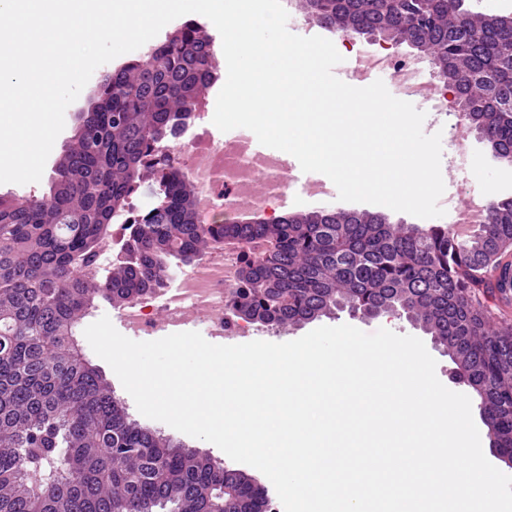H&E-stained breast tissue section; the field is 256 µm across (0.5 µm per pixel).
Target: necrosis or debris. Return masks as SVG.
Returning <instances> with one entry per match:
<instances>
[{"mask_svg":"<svg viewBox=\"0 0 512 512\" xmlns=\"http://www.w3.org/2000/svg\"><path fill=\"white\" fill-rule=\"evenodd\" d=\"M170 158H187L186 176L195 189L198 217L201 223H213L225 210L249 207L272 214L277 201L287 193L289 185L278 176V159L266 157L252 160L226 151L223 143L201 133L178 144ZM222 261L204 258L197 269L182 280L187 302L169 304L156 311L155 295L141 296L123 305L121 318L127 329L136 333L153 332L158 323L178 328L203 322L210 336L248 334L249 326L224 318V303L230 287L237 281L244 251L236 245L222 247Z\"/></svg>","mask_w":512,"mask_h":512,"instance_id":"4bbe7bcc","label":"necrosis or debris"}]
</instances>
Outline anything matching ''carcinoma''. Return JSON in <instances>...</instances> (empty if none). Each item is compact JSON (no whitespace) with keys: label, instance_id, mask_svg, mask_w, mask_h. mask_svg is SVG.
Returning <instances> with one entry per match:
<instances>
[{"label":"carcinoma","instance_id":"1","mask_svg":"<svg viewBox=\"0 0 512 512\" xmlns=\"http://www.w3.org/2000/svg\"><path fill=\"white\" fill-rule=\"evenodd\" d=\"M463 2L310 0V9L340 29L390 28L436 57L487 141L512 159V23H487ZM213 59L198 27H176L147 58L102 76L49 194H0V512H211L224 483L240 480L130 418L75 337L98 300L151 294L171 261L190 263L224 240L266 246L242 267L227 315L280 328L338 303L396 308L451 342L456 379L495 422L497 447L512 448V326H491L485 304L512 292V198L490 203L468 241L441 224L346 210L203 227L192 183L165 164L152 173L157 204L138 215L124 254L97 264L144 159L157 155L154 134L186 123Z\"/></svg>","mask_w":512,"mask_h":512}]
</instances>
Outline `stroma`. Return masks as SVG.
<instances>
[{
    "mask_svg": "<svg viewBox=\"0 0 512 512\" xmlns=\"http://www.w3.org/2000/svg\"><path fill=\"white\" fill-rule=\"evenodd\" d=\"M331 39L337 40L345 51L344 60L335 69V75L341 80H349L350 71L363 53L371 52L380 47L393 48L394 52L404 57H411L421 62L422 83L426 88L425 94H405L399 83L390 71L371 72L370 80H382L389 92L397 97L407 99L418 110L424 111L426 119L423 124L425 133H441L442 139V177L445 183V191L439 200V204L445 209L443 223H450L460 208L467 206L469 202L478 197L482 187H489L490 200L499 201L512 198V164L497 160L493 157L489 146L480 138L479 134H470L466 152H459L454 140V123L444 113L435 110L430 101L428 89L443 88L444 83L433 75V65L428 57L420 55L419 51L406 43L391 44L390 40L378 34H351L345 35L338 31H331ZM98 80L90 78L82 90L78 99L72 103L65 112V127L58 136L55 147L51 151L40 182L25 185L0 184V194L16 197H39L48 193L53 170L56 161L62 156L78 125L79 113L88 111L96 102ZM337 189L334 184H327L325 195L319 197L308 196L301 184H291L285 201L280 206L281 214L307 213L321 210H356L383 215L391 224L415 223V216L395 212L389 208L367 203H340L336 199ZM341 324L352 325L364 332L372 333L381 328L389 329L400 335H412L421 338L430 354L437 362L436 375L446 387L457 392H464L465 387L457 383L452 371L453 363L444 352L443 348L434 345L430 335L406 318L392 315H383L375 319H361L350 316L348 312L336 311L330 315L321 317L313 323H305L297 326H286L278 329H270L260 324L252 325L249 334L244 337H231V344L238 342H251L263 340L274 343H283L302 337L317 326H338Z\"/></svg>",
    "mask_w": 512,
    "mask_h": 512,
    "instance_id": "stroma-1",
    "label": "stroma"
}]
</instances>
